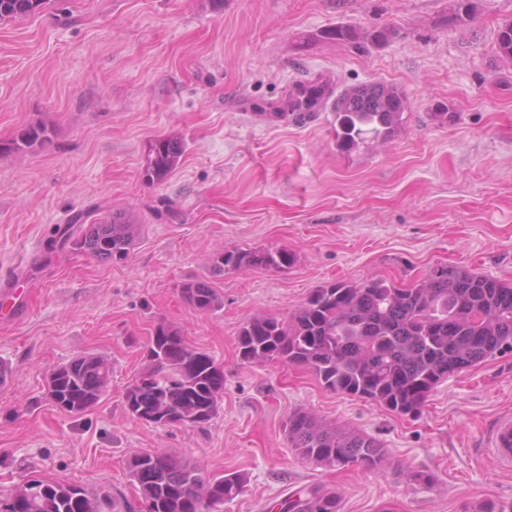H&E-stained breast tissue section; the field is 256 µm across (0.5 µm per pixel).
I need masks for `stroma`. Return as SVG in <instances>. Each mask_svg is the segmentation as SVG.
Listing matches in <instances>:
<instances>
[{"label": "stroma", "mask_w": 512, "mask_h": 512, "mask_svg": "<svg viewBox=\"0 0 512 512\" xmlns=\"http://www.w3.org/2000/svg\"><path fill=\"white\" fill-rule=\"evenodd\" d=\"M452 27L455 0H49L0 24V142L48 124L53 143L0 155V496L32 474L91 491L138 493L131 456L169 453L207 478L238 472L244 491L220 512H274L286 494L324 484L341 512H512V468L493 431L512 420V354L448 377L418 417L326 391L314 374L247 363L240 328L288 317L317 287L383 278L420 282L452 264L512 283V61L496 51L512 0H477ZM339 23L392 27L381 46L299 35ZM380 82L407 104L387 141L336 145L334 112L300 124L257 106L293 82ZM454 112L430 117L437 104ZM183 140L161 184L140 177L146 143ZM129 213L142 226L127 260L103 263L55 246L72 218ZM285 248L279 271L212 278L222 309L201 313L182 282L210 276L219 249ZM224 371L218 414L201 426H160L129 414L124 393L148 367L158 322ZM112 365L99 403L79 416L51 401V370L78 355ZM304 410L378 439L386 465L328 470L303 460L284 432ZM432 473L406 482L402 468Z\"/></svg>", "instance_id": "obj_1"}]
</instances>
